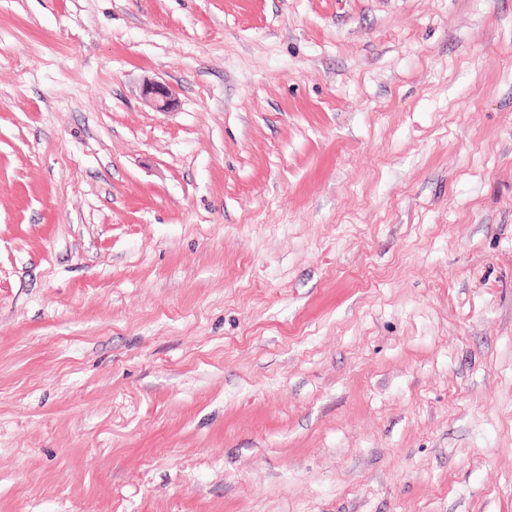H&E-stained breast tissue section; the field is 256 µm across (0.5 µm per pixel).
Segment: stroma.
Instances as JSON below:
<instances>
[{"label":"stroma","mask_w":512,"mask_h":512,"mask_svg":"<svg viewBox=\"0 0 512 512\" xmlns=\"http://www.w3.org/2000/svg\"><path fill=\"white\" fill-rule=\"evenodd\" d=\"M0 512H512V0H0ZM145 98L161 112L172 108L176 100L173 90L165 83L150 81L144 86Z\"/></svg>","instance_id":"stroma-1"}]
</instances>
